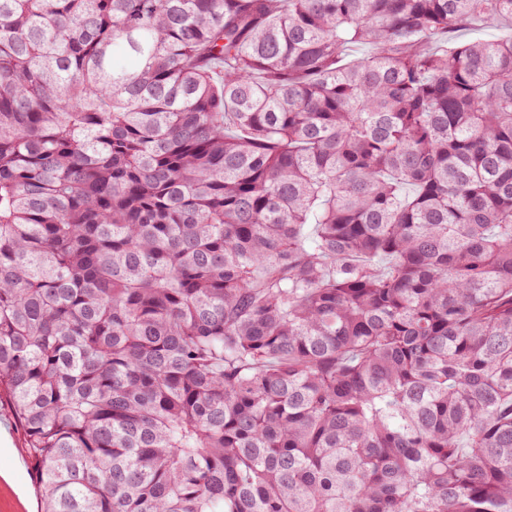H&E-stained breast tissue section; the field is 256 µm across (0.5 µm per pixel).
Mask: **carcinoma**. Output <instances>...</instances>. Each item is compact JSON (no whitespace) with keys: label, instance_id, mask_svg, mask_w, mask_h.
Here are the masks:
<instances>
[{"label":"carcinoma","instance_id":"carcinoma-1","mask_svg":"<svg viewBox=\"0 0 512 512\" xmlns=\"http://www.w3.org/2000/svg\"><path fill=\"white\" fill-rule=\"evenodd\" d=\"M488 22L512 0H0L41 512H512V36L448 39Z\"/></svg>","mask_w":512,"mask_h":512}]
</instances>
